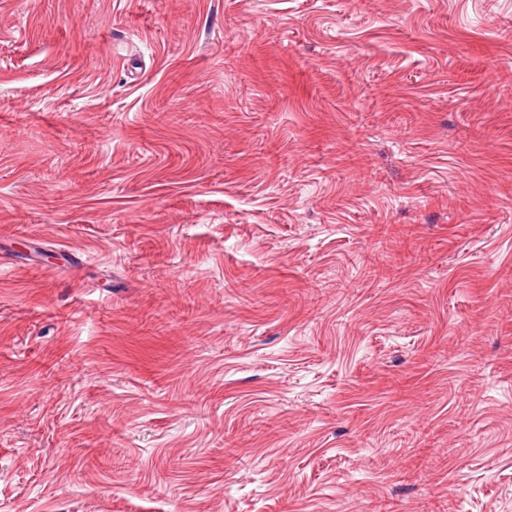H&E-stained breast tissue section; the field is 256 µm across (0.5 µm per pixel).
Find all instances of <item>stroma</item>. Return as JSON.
I'll return each mask as SVG.
<instances>
[{
    "instance_id": "stroma-1",
    "label": "stroma",
    "mask_w": 512,
    "mask_h": 512,
    "mask_svg": "<svg viewBox=\"0 0 512 512\" xmlns=\"http://www.w3.org/2000/svg\"><path fill=\"white\" fill-rule=\"evenodd\" d=\"M381 505L512 512V0H0V512Z\"/></svg>"
}]
</instances>
